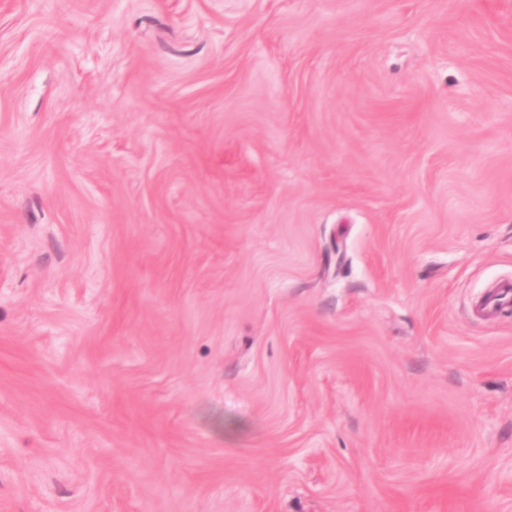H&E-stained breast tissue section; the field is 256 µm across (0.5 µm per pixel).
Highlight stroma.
I'll use <instances>...</instances> for the list:
<instances>
[{
	"label": "stroma",
	"instance_id": "1",
	"mask_svg": "<svg viewBox=\"0 0 512 512\" xmlns=\"http://www.w3.org/2000/svg\"><path fill=\"white\" fill-rule=\"evenodd\" d=\"M512 0H0V512H512Z\"/></svg>",
	"mask_w": 512,
	"mask_h": 512
}]
</instances>
